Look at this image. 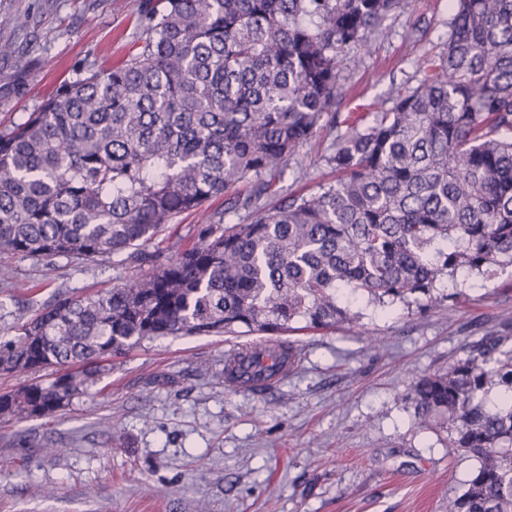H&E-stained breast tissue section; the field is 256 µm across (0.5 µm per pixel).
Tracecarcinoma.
<instances>
[{
	"label": "carcinoma",
	"instance_id": "1",
	"mask_svg": "<svg viewBox=\"0 0 512 512\" xmlns=\"http://www.w3.org/2000/svg\"><path fill=\"white\" fill-rule=\"evenodd\" d=\"M127 56L87 69L0 132V252L149 265L120 288L56 297L0 338V371H75L0 393V418L45 416L84 394L106 359L166 336H281L359 315L346 291L426 309L446 282L512 266V0H451L442 51L390 108L349 124L340 63L400 0H132ZM323 125L344 128L336 181L304 195L275 180ZM224 196L200 244L146 250L181 213ZM248 212L245 224L224 215ZM279 341L224 360L261 390L297 367ZM417 424L477 467L447 512H512V317L412 387Z\"/></svg>",
	"mask_w": 512,
	"mask_h": 512
}]
</instances>
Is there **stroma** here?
<instances>
[{"mask_svg": "<svg viewBox=\"0 0 512 512\" xmlns=\"http://www.w3.org/2000/svg\"><path fill=\"white\" fill-rule=\"evenodd\" d=\"M21 29L0 42L26 49L34 80L16 87L0 56V130L18 123L81 70L121 61L138 32L125 0H0ZM448 0H409L384 21L372 54L340 65L351 92L341 115L391 107L416 88V59L449 34ZM336 133L319 129L277 188L309 194L334 175ZM202 217L175 218L148 245L198 242ZM0 335L58 293L105 291L146 273L126 262L0 256ZM455 306L389 309L353 300L351 328L291 332L299 365L270 389L228 386L224 354L260 335L169 336L113 357L66 410L0 420V512H446L476 466L448 435L418 428L411 388L447 367L512 313V268L458 275Z\"/></svg>", "mask_w": 512, "mask_h": 512, "instance_id": "stroma-1", "label": "stroma"}]
</instances>
